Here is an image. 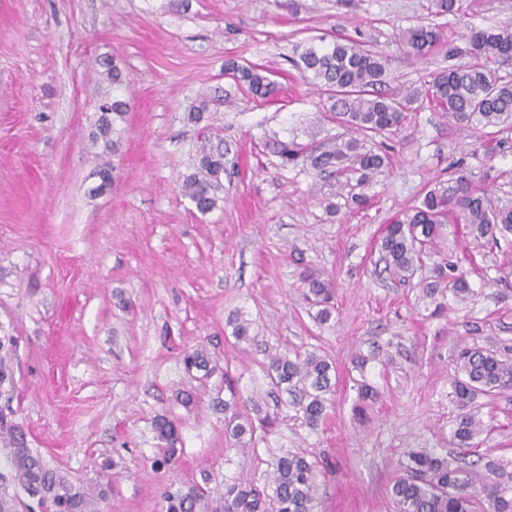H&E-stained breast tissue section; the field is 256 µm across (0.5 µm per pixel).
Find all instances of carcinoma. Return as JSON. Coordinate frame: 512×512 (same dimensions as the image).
Returning a JSON list of instances; mask_svg holds the SVG:
<instances>
[{"mask_svg": "<svg viewBox=\"0 0 512 512\" xmlns=\"http://www.w3.org/2000/svg\"><path fill=\"white\" fill-rule=\"evenodd\" d=\"M435 14L465 17L462 0H433ZM464 46L448 45V67L431 73L424 92L404 86L389 89L394 81L386 56L372 51L353 39L337 37L329 44H307L299 55L297 68L305 78L320 83L333 101L334 117L350 130V137L334 140L310 152L293 144L279 142L276 153L287 161L303 158L320 174L339 178L338 189L355 180L364 187L372 174L389 163L383 141L395 133L407 118L419 95L447 112L467 129L482 131L492 127L500 132L512 128V74L500 73V67L512 61V22L485 26L465 24L461 35ZM396 43L410 55L424 59L439 45L441 33L431 25H417L399 31ZM468 55L470 64L455 59ZM226 70L258 98L274 92V83L255 67L234 62ZM127 102L117 96L99 106L95 121V141L103 152L117 151L120 130L125 122ZM198 171L187 176L182 192L198 212L207 214L217 207L220 175L224 173V153L204 143L200 146ZM466 225L475 240L497 243L498 237L512 234V206L501 205L492 194L480 188L464 174H450L435 182L419 205L394 218L385 227L379 244L381 273L393 279L410 280L426 267V260L440 254L442 230L449 221ZM308 292L319 306L317 318L327 321L334 309V292L329 283L307 278ZM422 295L435 303L434 311L444 309L448 296L458 303L473 295L467 272L447 258L434 261L431 274L420 279ZM234 337L251 341L267 360V375L277 397L301 413L312 430L328 419L329 396L334 392L336 368L333 362L315 351L289 354L257 337L250 336L249 323L237 322ZM14 337L0 336V512H90L92 495L82 485L69 482L28 447L21 427L12 420L10 403L15 382L11 367ZM392 360L381 346L367 354H358L353 367L360 373L359 400L366 404L377 399L378 391L364 379L367 365L380 358ZM187 371L196 370L206 378L214 370L212 357L204 349L184 356ZM229 397L224 399V426L232 446L250 448L255 444L251 417L241 412L236 386L224 373ZM458 413L451 442L466 454L475 447L474 439L487 426L474 409L480 396L512 390V359L496 350L473 345L463 347L456 359L451 382ZM158 439L165 443L163 455L154 461L164 467L176 460L180 433L167 415L154 419ZM270 476L262 485L253 481L224 484V495L211 499L199 485L161 493L165 512H318V475L320 462L308 454L287 452L274 455ZM17 484L27 499L9 493ZM395 512H512V470L497 459L481 456L477 461L453 464L448 458L426 450L408 453L400 463V473L389 488Z\"/></svg>", "mask_w": 512, "mask_h": 512, "instance_id": "carcinoma-1", "label": "carcinoma"}]
</instances>
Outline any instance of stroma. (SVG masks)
Instances as JSON below:
<instances>
[{"instance_id":"obj_1","label":"stroma","mask_w":512,"mask_h":512,"mask_svg":"<svg viewBox=\"0 0 512 512\" xmlns=\"http://www.w3.org/2000/svg\"><path fill=\"white\" fill-rule=\"evenodd\" d=\"M432 10L431 0H0V333L17 343L12 408L49 467L108 486L94 512H164L162 487L205 476L216 496L228 482L261 484L271 453L286 450L330 461L318 512H393L387 488L405 454L452 451L458 349L512 344V236L481 244L447 225V256L475 296L438 316L415 282L382 274L377 243L458 168L511 204L501 173L512 169V144L487 155L483 137L422 104L388 136L392 163L359 205L337 198L335 176L314 177L273 148L347 133L296 67L304 41L364 42L389 57L398 83L417 87L447 54L419 63L394 36L431 23ZM230 60L264 70L274 95L241 87L224 69ZM109 61L127 87L113 89ZM115 93L128 112L107 159L92 132ZM203 100V120L187 122ZM206 137L224 152V174L217 208L202 214L181 184ZM106 159L112 187L96 195ZM310 275L335 291L328 323L315 318ZM235 315L271 344L335 360L318 430L269 397L264 357L233 337ZM389 341L395 362L369 365L380 395L358 415L351 359ZM197 347L215 356L209 377L185 369ZM228 375L273 422L251 450L225 444ZM187 392L193 405L180 401ZM475 406L489 426L478 453L512 464V391ZM158 414L179 421L182 451L157 470Z\"/></svg>"}]
</instances>
